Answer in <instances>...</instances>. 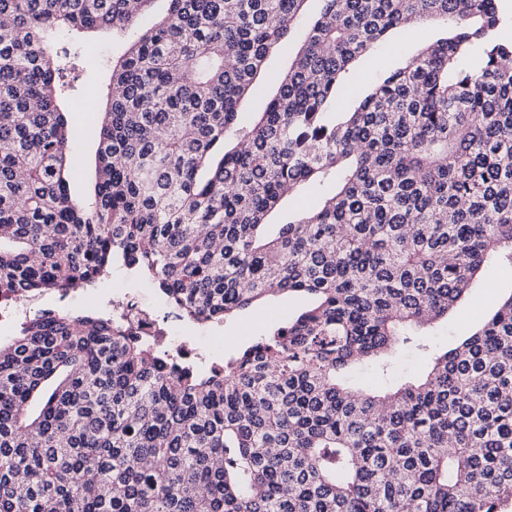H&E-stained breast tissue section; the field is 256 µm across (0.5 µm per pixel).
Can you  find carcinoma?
Returning a JSON list of instances; mask_svg holds the SVG:
<instances>
[{"label": "carcinoma", "instance_id": "obj_1", "mask_svg": "<svg viewBox=\"0 0 512 512\" xmlns=\"http://www.w3.org/2000/svg\"><path fill=\"white\" fill-rule=\"evenodd\" d=\"M0 0V300L119 264L182 318L307 306L208 364L102 313L0 344V512H512V294L427 375L378 391L490 263L512 266V39L496 0H322L261 112L240 103L308 0ZM438 35L359 101L360 56ZM112 60L94 201L70 196L56 32ZM329 192L267 238L286 194ZM40 400L39 409L32 401Z\"/></svg>", "mask_w": 512, "mask_h": 512}]
</instances>
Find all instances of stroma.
Returning a JSON list of instances; mask_svg holds the SVG:
<instances>
[{
  "mask_svg": "<svg viewBox=\"0 0 512 512\" xmlns=\"http://www.w3.org/2000/svg\"><path fill=\"white\" fill-rule=\"evenodd\" d=\"M435 32L436 27L431 23L392 32L381 46L356 62L354 92H361L377 82L383 73L397 65L399 58L415 55L432 41ZM127 39V34L99 29L63 33L57 40L58 46L67 48L76 63L75 70L68 72L65 78L64 93L71 96L73 101H83L88 105L86 113L69 117L71 139L79 152L68 175L70 194L84 204L94 199L97 129L105 102L99 89L108 83L113 51L121 49ZM124 291L140 292L160 314L169 311L157 288L118 266L99 286L70 293L63 299L56 293H45L39 298V306L61 313L92 315L97 311V299H109ZM509 293H512V267L495 263L488 265L480 283L458 304L446 321L435 325L428 352L422 353L409 347L401 353L389 376L390 382L419 378L431 355L452 346L458 336L474 327L489 311L496 296ZM302 306L300 299L282 296L248 308L219 325H193L192 334L196 337H223L224 350L231 353L262 335L272 325L287 321Z\"/></svg>",
  "mask_w": 512,
  "mask_h": 512,
  "instance_id": "35a3bbf8",
  "label": "stroma"
}]
</instances>
